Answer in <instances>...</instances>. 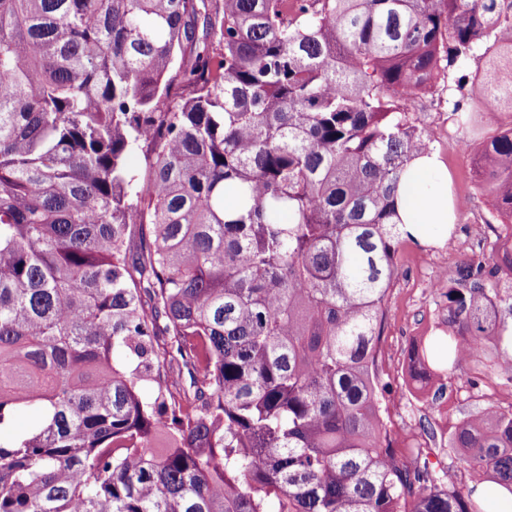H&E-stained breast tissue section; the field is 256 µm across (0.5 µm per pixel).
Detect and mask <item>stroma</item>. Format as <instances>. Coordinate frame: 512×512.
I'll return each instance as SVG.
<instances>
[{
  "mask_svg": "<svg viewBox=\"0 0 512 512\" xmlns=\"http://www.w3.org/2000/svg\"><path fill=\"white\" fill-rule=\"evenodd\" d=\"M469 103L476 110V126L472 129L453 125L447 112L430 99H421L419 103L427 115L434 146L451 175L453 193L468 198L469 205L459 211L457 223L442 245L424 247L406 240L398 248L397 275L385 302L387 318L381 352L385 379L393 388L391 400L397 405L387 427L399 436L410 431L415 437H422L419 422L426 416H438L443 423L452 424L484 406H512V381L502 372L486 374L474 388L464 376H450L442 391L444 410L440 413L408 386V355L414 343L429 334L440 314L439 297L435 289L429 288V281L454 271L456 264L476 252L479 244L495 238L488 226L492 206L476 188L472 158L475 149L512 123V117L504 114L491 118L481 113V90L477 87L472 89Z\"/></svg>",
  "mask_w": 512,
  "mask_h": 512,
  "instance_id": "35a3bbf8",
  "label": "stroma"
}]
</instances>
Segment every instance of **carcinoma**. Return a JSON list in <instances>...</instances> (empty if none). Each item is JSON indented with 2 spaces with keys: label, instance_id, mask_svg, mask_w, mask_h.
<instances>
[{
  "label": "carcinoma",
  "instance_id": "1",
  "mask_svg": "<svg viewBox=\"0 0 512 512\" xmlns=\"http://www.w3.org/2000/svg\"><path fill=\"white\" fill-rule=\"evenodd\" d=\"M505 48L512 0H0V512H480L398 455L378 352L419 100L473 125ZM473 166L421 394L512 371V127ZM445 442L512 492V407Z\"/></svg>",
  "mask_w": 512,
  "mask_h": 512
}]
</instances>
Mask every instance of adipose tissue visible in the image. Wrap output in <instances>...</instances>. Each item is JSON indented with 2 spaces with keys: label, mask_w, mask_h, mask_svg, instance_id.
<instances>
[{
  "label": "adipose tissue",
  "mask_w": 512,
  "mask_h": 512,
  "mask_svg": "<svg viewBox=\"0 0 512 512\" xmlns=\"http://www.w3.org/2000/svg\"><path fill=\"white\" fill-rule=\"evenodd\" d=\"M396 206L413 241L436 246L448 239L457 207L439 152L419 155L408 164L399 182Z\"/></svg>",
  "instance_id": "ef3b65f1"
}]
</instances>
